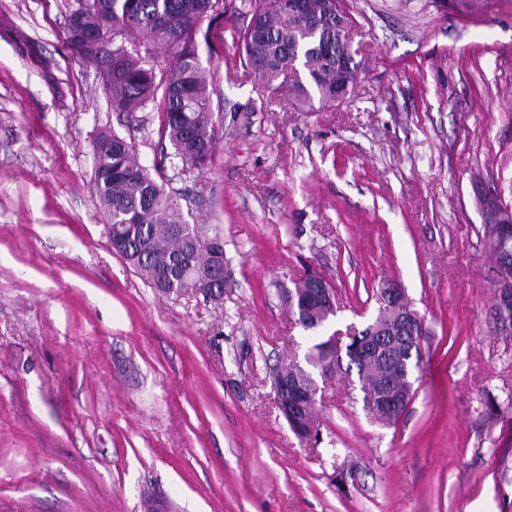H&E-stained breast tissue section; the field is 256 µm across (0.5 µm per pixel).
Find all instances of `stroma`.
I'll return each mask as SVG.
<instances>
[{
    "instance_id": "obj_1",
    "label": "stroma",
    "mask_w": 512,
    "mask_h": 512,
    "mask_svg": "<svg viewBox=\"0 0 512 512\" xmlns=\"http://www.w3.org/2000/svg\"><path fill=\"white\" fill-rule=\"evenodd\" d=\"M363 74L299 110L227 69L246 0L199 48L224 137L184 181L224 239L223 302L165 295L110 245L104 129L160 150L64 46L74 0H0V512H512V335L477 189L512 206V0H348ZM366 326L385 279L424 320L416 394L375 423L343 382L292 432L271 371L303 358L288 291Z\"/></svg>"
}]
</instances>
